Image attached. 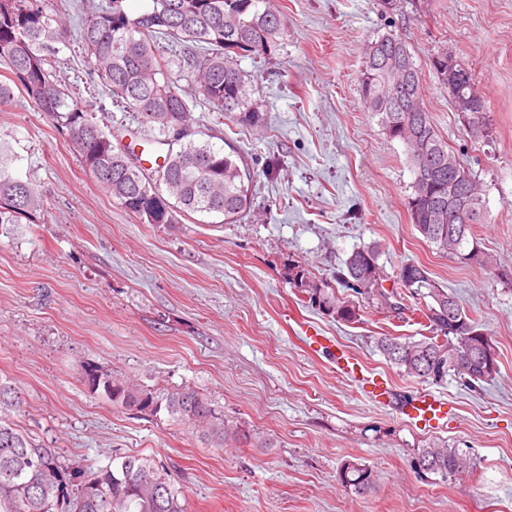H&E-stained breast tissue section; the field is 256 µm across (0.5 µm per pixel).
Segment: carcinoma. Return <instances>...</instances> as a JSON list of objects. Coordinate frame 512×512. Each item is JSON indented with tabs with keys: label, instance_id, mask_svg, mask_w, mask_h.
Here are the masks:
<instances>
[{
	"label": "carcinoma",
	"instance_id": "1",
	"mask_svg": "<svg viewBox=\"0 0 512 512\" xmlns=\"http://www.w3.org/2000/svg\"><path fill=\"white\" fill-rule=\"evenodd\" d=\"M123 2L92 5L79 41L91 74L115 101L139 115L148 131L145 138L132 132L129 144H122L119 136L101 130L85 105L55 79L49 65L66 35L57 0H0V65L9 73L8 80H0V106L11 101L14 89L24 92L53 117L95 183L149 224H173L178 214L196 213H219L224 223H236L251 206L246 157L195 142L188 100L206 103L218 124L258 126L259 112L234 62L269 53L283 34L281 14L260 10V0H150L136 15L127 13ZM175 61L185 86L169 77ZM431 65L439 81L448 85V52L434 56ZM358 92L366 110L379 116L389 136L406 147L413 174L411 222L436 250L448 251V144L432 124L420 71L400 35L387 33L366 47ZM423 137L434 145L426 154L420 147ZM140 141L167 147L157 169L142 166L136 151ZM13 163L10 147L0 142V235L5 237L43 207L38 190L13 172ZM455 248L461 263L484 265L473 224L457 234ZM379 258V246H363L346 258L333 284H318L303 273L297 277L311 304L348 323L358 322L359 310L342 294L344 289L372 301L383 314L399 315L406 309L399 288L415 300L431 299L425 314L430 335L419 340L377 336L378 352L406 376L424 382L438 384L455 376L473 385L494 379L499 367L479 361L480 344L489 334L456 297L414 262L402 265L392 288H384L389 277ZM450 304L458 327L448 323ZM450 348L468 351L473 365H450L444 375L428 376V361ZM80 376L91 392L115 404L156 414L166 410L216 447L224 446L231 434L247 443L252 440L249 432L225 423L224 412L193 388H177L156 400L108 370L84 365ZM22 407L15 389L0 381V414ZM416 460L444 479L471 467L469 457L439 438L423 444ZM339 477L344 487L364 495L375 487L377 471L348 460ZM180 496L170 475L149 456H119L104 468H83L57 449L32 442L0 417V512H184Z\"/></svg>",
	"mask_w": 512,
	"mask_h": 512
}]
</instances>
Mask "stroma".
<instances>
[{"label":"stroma","instance_id":"obj_1","mask_svg":"<svg viewBox=\"0 0 512 512\" xmlns=\"http://www.w3.org/2000/svg\"><path fill=\"white\" fill-rule=\"evenodd\" d=\"M285 31L265 57L236 65L260 128L215 123L190 102L196 138L248 157L252 207L234 224L219 215L146 224L83 170L52 118L23 93L0 108V140L44 206L0 237V381L24 406L10 420L35 443L82 465L147 455L172 476L186 512H512V0H261ZM52 66L103 131H138L136 113L113 104L90 74L75 37ZM399 34L421 72L431 121L479 183L488 221L473 230L488 262L466 265L430 245L412 224L405 147L367 112L358 92L363 52ZM471 68L487 131L473 137L430 61L438 52ZM380 264H422L493 337L495 381L450 377L424 384L374 347L375 336L424 334L421 312L385 317L356 297L357 323L322 314L294 285L298 270L332 280L358 247ZM328 336L393 392L448 400L445 428L415 427L393 403L363 396L306 328ZM114 371L159 396L191 387L252 443L207 444L167 413L112 405L90 393L81 366ZM469 455L471 472L448 479L417 470L425 440ZM352 460L372 466L368 494L342 486Z\"/></svg>","mask_w":512,"mask_h":512}]
</instances>
